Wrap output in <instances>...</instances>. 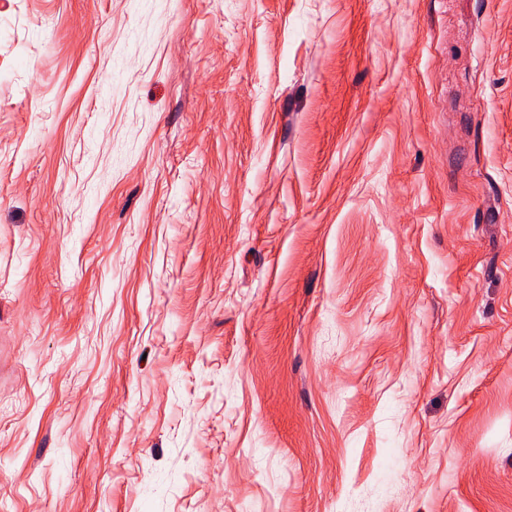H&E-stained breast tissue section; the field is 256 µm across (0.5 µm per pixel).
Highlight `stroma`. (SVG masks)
Listing matches in <instances>:
<instances>
[{"label": "stroma", "mask_w": 512, "mask_h": 512, "mask_svg": "<svg viewBox=\"0 0 512 512\" xmlns=\"http://www.w3.org/2000/svg\"><path fill=\"white\" fill-rule=\"evenodd\" d=\"M0 512H512V0H0Z\"/></svg>", "instance_id": "obj_1"}]
</instances>
